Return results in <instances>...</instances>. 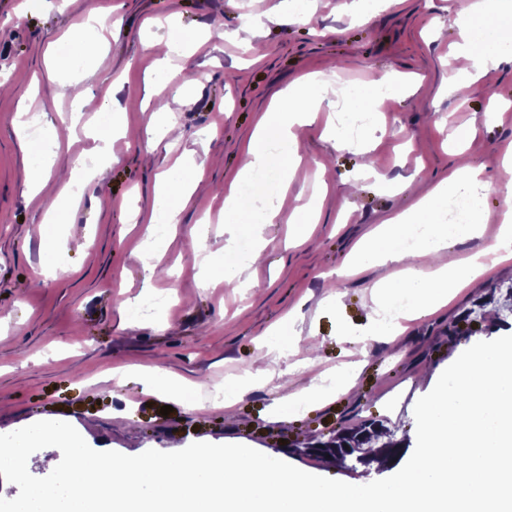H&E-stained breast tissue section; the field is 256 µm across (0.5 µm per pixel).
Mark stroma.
<instances>
[{
	"label": "stroma",
	"mask_w": 512,
	"mask_h": 512,
	"mask_svg": "<svg viewBox=\"0 0 512 512\" xmlns=\"http://www.w3.org/2000/svg\"><path fill=\"white\" fill-rule=\"evenodd\" d=\"M112 4L123 18L119 32L69 80H49V48L63 45L89 11ZM457 11L456 0H0V78L22 81L0 90V434L63 420L98 451L134 456L196 441L238 443L346 483L391 476L390 465L353 471L304 449L368 420L414 448V406L442 371L473 343L512 335V312L502 309L512 260L395 337L363 330L377 319L372 283L397 280L401 265L343 273L365 232L409 212L415 198L403 185L412 177L427 190L454 170L483 166L493 186L481 206H503L495 184L501 146L512 143V122L503 118L512 113V58L456 90L466 44ZM294 13L299 22H289ZM172 27L190 42L169 66L193 68L200 82L160 99L151 92L158 65L147 44ZM309 72L337 84L365 86L391 74L416 82L392 88L374 120L355 129L341 101L305 128L287 195L293 206L316 203L318 216L295 247L301 217L293 207L278 208L274 195L257 198L251 210L263 221L255 224L248 212H225L224 198L260 116ZM90 92L111 93L131 148L95 164L94 191L58 218L49 253L38 235L41 201L25 184L32 153L13 114L32 95L40 127L60 136L61 157L88 155L101 125L94 107L78 105ZM162 112L183 134L170 154L147 145ZM179 157L204 161L203 188L163 234L147 235L130 211H151L161 174ZM232 224L263 246L264 258L230 287L216 266ZM147 248L158 254L152 269L141 259ZM137 296L166 303L137 317L127 306ZM276 331L294 372L281 376L273 364L264 385L248 384ZM157 364L184 382V398L143 393ZM354 365L353 394L280 419L281 399L302 395L311 373L325 384ZM228 382L247 390L224 410L216 393ZM167 404L173 412L165 416Z\"/></svg>",
	"instance_id": "stroma-1"
}]
</instances>
